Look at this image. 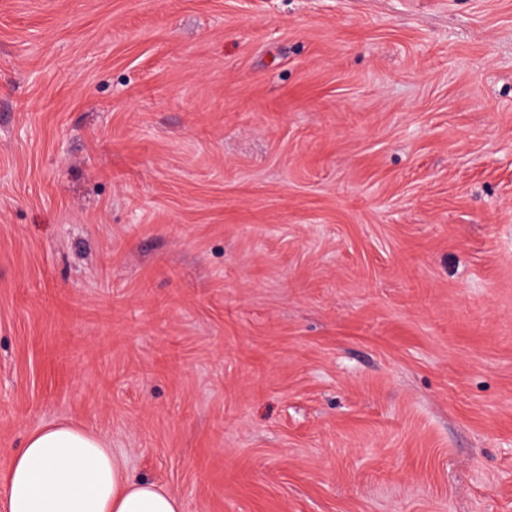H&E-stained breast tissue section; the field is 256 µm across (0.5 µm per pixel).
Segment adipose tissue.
I'll return each instance as SVG.
<instances>
[{"instance_id": "ef3b65f1", "label": "adipose tissue", "mask_w": 512, "mask_h": 512, "mask_svg": "<svg viewBox=\"0 0 512 512\" xmlns=\"http://www.w3.org/2000/svg\"><path fill=\"white\" fill-rule=\"evenodd\" d=\"M5 485V512H181L174 494L130 477L104 438L67 423L29 435Z\"/></svg>"}]
</instances>
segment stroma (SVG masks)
Instances as JSON below:
<instances>
[{
	"instance_id": "1",
	"label": "stroma",
	"mask_w": 512,
	"mask_h": 512,
	"mask_svg": "<svg viewBox=\"0 0 512 512\" xmlns=\"http://www.w3.org/2000/svg\"><path fill=\"white\" fill-rule=\"evenodd\" d=\"M60 422L182 512H512V0H0V497Z\"/></svg>"
}]
</instances>
